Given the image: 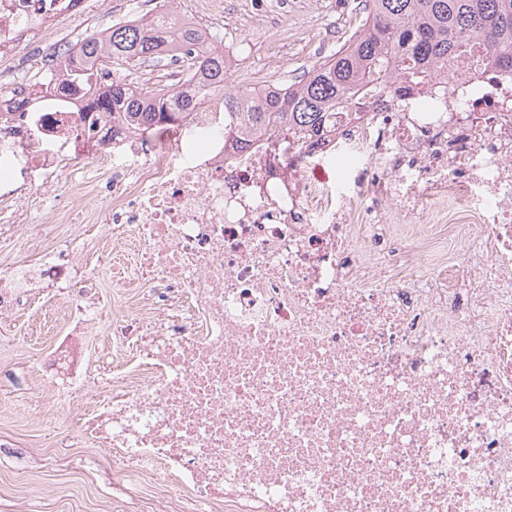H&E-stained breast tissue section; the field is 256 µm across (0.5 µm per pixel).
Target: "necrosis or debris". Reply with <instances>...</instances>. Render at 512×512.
<instances>
[{
    "instance_id": "obj_1",
    "label": "necrosis or debris",
    "mask_w": 512,
    "mask_h": 512,
    "mask_svg": "<svg viewBox=\"0 0 512 512\" xmlns=\"http://www.w3.org/2000/svg\"><path fill=\"white\" fill-rule=\"evenodd\" d=\"M90 0H0V203L112 171L105 391L69 369L72 428L184 512H512V72L452 57L421 94L382 80L319 145L237 147L205 97L169 135L30 83ZM458 223V257L423 236ZM404 262L407 276L390 270ZM99 267L0 273L72 289L54 363L99 324ZM100 288H97L98 297L102 308L109 313L122 314L128 309L134 291H125L122 288L112 287V277L103 275L100 280Z\"/></svg>"
}]
</instances>
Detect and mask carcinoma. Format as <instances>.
Masks as SVG:
<instances>
[{"mask_svg": "<svg viewBox=\"0 0 512 512\" xmlns=\"http://www.w3.org/2000/svg\"><path fill=\"white\" fill-rule=\"evenodd\" d=\"M198 44L200 79L187 90H142L128 83L133 71L155 64L160 55ZM477 47L491 63L512 69V0H368L350 36L331 54L315 61L300 79L282 88L233 87L229 56L209 29L185 24L165 8L118 22L108 35H87L74 55L57 66L56 94L88 98L114 119H124L144 133L164 121L193 111L210 93H224V133L242 147L250 135H269L267 144L295 141L317 144L330 128L336 106L356 105V94L385 72L389 92L414 93L427 74ZM101 58L127 74L102 88L89 68Z\"/></svg>", "mask_w": 512, "mask_h": 512, "instance_id": "carcinoma-1", "label": "carcinoma"}]
</instances>
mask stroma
<instances>
[{"label":"stroma","instance_id":"obj_1","mask_svg":"<svg viewBox=\"0 0 512 512\" xmlns=\"http://www.w3.org/2000/svg\"><path fill=\"white\" fill-rule=\"evenodd\" d=\"M347 0H172L176 11L195 7L200 25L224 47L247 57L259 80L298 79L327 43L326 27L347 37L355 21ZM70 180L31 189L26 205L34 220L0 233V270L52 250L73 262H101L111 242L100 224H48L41 212L71 205ZM66 296L32 289L9 316L0 317V512H181L182 502L163 488L139 490L121 481L93 441L67 429L60 408L64 389L40 385L42 366L70 330ZM52 321L34 332L46 308Z\"/></svg>","mask_w":512,"mask_h":512}]
</instances>
